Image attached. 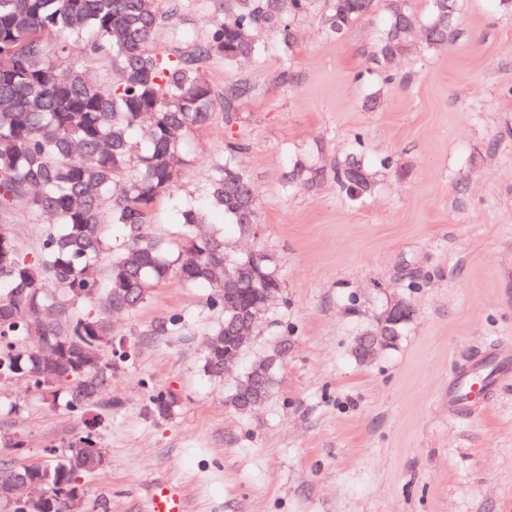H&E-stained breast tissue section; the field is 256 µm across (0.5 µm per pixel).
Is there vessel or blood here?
<instances>
[{"label":"vessel or blood","mask_w":512,"mask_h":512,"mask_svg":"<svg viewBox=\"0 0 512 512\" xmlns=\"http://www.w3.org/2000/svg\"><path fill=\"white\" fill-rule=\"evenodd\" d=\"M512 370V354L493 345L448 384V414H474L494 396L501 379ZM151 512H185L180 490L165 485L151 498Z\"/></svg>","instance_id":"b4317fda"}]
</instances>
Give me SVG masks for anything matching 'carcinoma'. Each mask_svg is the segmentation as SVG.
<instances>
[{"instance_id":"1","label":"carcinoma","mask_w":512,"mask_h":512,"mask_svg":"<svg viewBox=\"0 0 512 512\" xmlns=\"http://www.w3.org/2000/svg\"><path fill=\"white\" fill-rule=\"evenodd\" d=\"M384 16L372 56L386 80L390 65L418 36L427 47L448 40L456 24L458 0H431L424 19L413 0H327L322 28L327 37L344 39L357 23ZM315 0H224L223 17L200 36L177 15L188 0H0V213L21 205L49 214L38 251L29 258L18 249L8 225H0V380L22 378L51 407L64 398L65 409L80 417L88 432L67 444L50 464L25 463L9 450L19 438L4 439L0 471L9 468L28 476L41 490L37 497L16 501L8 512H72L83 497L79 478L102 468H85L74 457L77 448H95L90 429L97 406L112 407L108 398L117 365L127 351L112 358L114 309L131 312L170 277L211 290L210 305L221 314L210 336L213 346L203 357L204 370L224 377V356L239 357L246 346L237 340L248 322L247 306L255 290L281 294V280L270 256L256 249L261 264L230 250L224 236L202 233L204 214L180 212L177 240L143 232L157 201L175 187L188 166L181 145L193 131L219 115L216 95L205 77L213 59L235 66L256 58L273 37L285 47L298 39L297 23L310 14ZM170 45L157 46L163 30ZM56 37L54 48L46 36ZM85 42L88 59L106 72L120 74L116 83L91 80L84 64L74 62L66 77L57 59L70 44ZM253 86L245 78L224 87V124L235 123ZM336 165V182L353 199L376 188L375 173L358 151ZM245 143L229 136L224 158L207 187L211 205L224 210L238 232L253 234L257 198L252 180L236 163ZM323 170L303 158L285 173L288 186L310 188ZM404 323L376 320L364 335L385 334L394 346ZM184 319L173 314L148 326L144 336L180 332ZM26 336L34 345L20 343ZM282 349L266 358L262 399L272 391ZM179 405L172 391L150 395L147 409L166 418Z\"/></svg>"}]
</instances>
